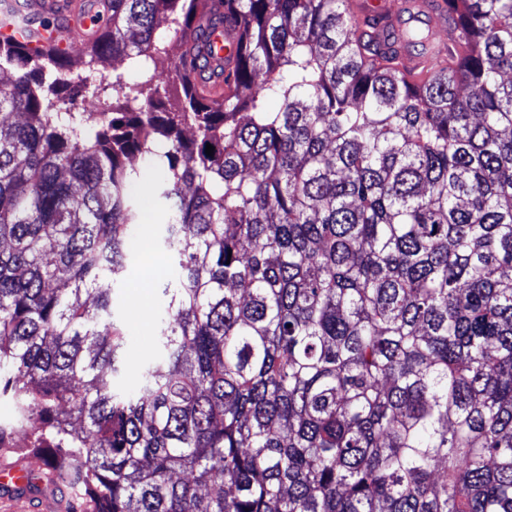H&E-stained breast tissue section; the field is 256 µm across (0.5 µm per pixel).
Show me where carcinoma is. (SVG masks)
I'll return each instance as SVG.
<instances>
[{
  "mask_svg": "<svg viewBox=\"0 0 512 512\" xmlns=\"http://www.w3.org/2000/svg\"><path fill=\"white\" fill-rule=\"evenodd\" d=\"M355 2L0 40V449L28 427L75 512H512V0H446L422 83ZM109 62L138 81L72 111ZM146 189L177 279L119 390Z\"/></svg>",
  "mask_w": 512,
  "mask_h": 512,
  "instance_id": "1",
  "label": "carcinoma"
}]
</instances>
